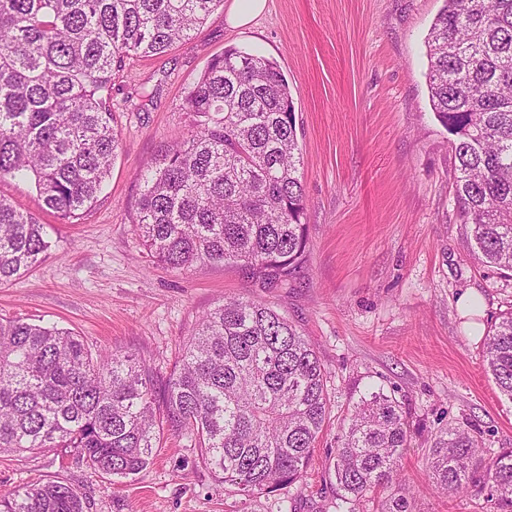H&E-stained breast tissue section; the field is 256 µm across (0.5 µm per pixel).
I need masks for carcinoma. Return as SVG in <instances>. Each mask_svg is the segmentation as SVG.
Masks as SVG:
<instances>
[{
	"mask_svg": "<svg viewBox=\"0 0 512 512\" xmlns=\"http://www.w3.org/2000/svg\"><path fill=\"white\" fill-rule=\"evenodd\" d=\"M223 0H0V180L29 181L70 221L92 208L120 146L104 93L135 56L192 38ZM432 110L450 135L454 201L475 258L512 273V0H445L425 40ZM188 138L141 175L143 246L172 269L240 264L263 285L288 280L308 244L300 147L278 63L235 47L185 94ZM45 225L0 196V284L48 251ZM484 362L512 400V311L492 324ZM324 367L296 327L265 304L230 298L205 312L156 399L148 367L94 354L78 336L0 321V454L60 448L128 478L151 464L167 422L190 432L217 481L244 495L303 476L329 416ZM409 447L398 400L351 402L333 464L337 508L378 490L381 512H412L398 480ZM434 486L486 490L512 512V449L479 451L467 424L431 452ZM0 512H86L73 487L31 483Z\"/></svg>",
	"mask_w": 512,
	"mask_h": 512,
	"instance_id": "cac0c4a2",
	"label": "carcinoma"
}]
</instances>
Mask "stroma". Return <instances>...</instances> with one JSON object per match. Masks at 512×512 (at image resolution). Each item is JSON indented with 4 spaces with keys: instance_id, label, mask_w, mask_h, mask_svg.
<instances>
[{
    "instance_id": "obj_1",
    "label": "stroma",
    "mask_w": 512,
    "mask_h": 512,
    "mask_svg": "<svg viewBox=\"0 0 512 512\" xmlns=\"http://www.w3.org/2000/svg\"><path fill=\"white\" fill-rule=\"evenodd\" d=\"M224 0L201 31L112 78L121 137L109 184L75 223L44 209L30 184L0 195L46 226L51 248L0 286V318L54 323L92 351L133 354L156 389L203 313L224 297L267 304L296 325L324 366L330 420L306 475L274 493L218 486L194 438L164 427L148 469L118 478L57 451L0 458V494L34 481L72 486L87 512H336L328 463L353 398L383 388L401 403L411 442L399 462L413 512H495L487 493L449 496L427 459L449 426L470 422L485 453L512 448V401L483 362L484 332L512 308V277L479 263L452 202L454 154L429 103L424 40L443 0H266L244 27ZM234 47L280 65L302 147L305 264L288 284L254 285L237 267L154 264L134 222L140 171L190 134L184 92ZM477 293L472 312L458 305Z\"/></svg>"
}]
</instances>
